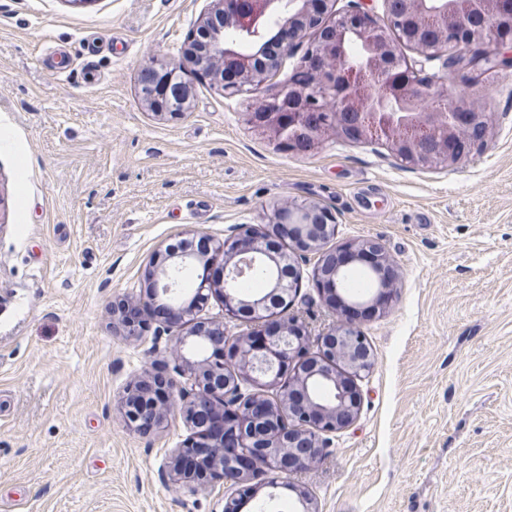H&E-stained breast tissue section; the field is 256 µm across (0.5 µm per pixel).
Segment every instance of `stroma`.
<instances>
[{
	"instance_id": "stroma-1",
	"label": "stroma",
	"mask_w": 512,
	"mask_h": 512,
	"mask_svg": "<svg viewBox=\"0 0 512 512\" xmlns=\"http://www.w3.org/2000/svg\"><path fill=\"white\" fill-rule=\"evenodd\" d=\"M208 5L0 0V512H224L223 481L163 479L181 417L127 428V385L177 360L161 319L127 338L112 303H139L182 233L304 202L335 216L329 247L374 240L399 280L360 321L375 367L357 422L296 484L319 512H512V67L460 77L491 136L453 170L333 139L301 153L248 121L292 59L241 95L186 68L188 112L143 105L141 66L180 62ZM316 262L295 305L315 335L334 322Z\"/></svg>"
}]
</instances>
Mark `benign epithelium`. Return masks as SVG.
Returning a JSON list of instances; mask_svg holds the SVG:
<instances>
[{"mask_svg": "<svg viewBox=\"0 0 512 512\" xmlns=\"http://www.w3.org/2000/svg\"><path fill=\"white\" fill-rule=\"evenodd\" d=\"M209 0V8L182 47V62L152 58L140 70L138 92L159 116L190 109L192 90L175 80L183 63L210 78L219 90L242 93L276 74L284 60L305 47L294 78L249 113L252 126L290 150L311 152L327 139L376 144L413 167L455 169L486 143L487 114L447 82L448 63L470 56L483 68L512 65V0H382V13L351 0ZM411 50L410 58L405 50ZM438 66L426 73V66ZM440 102L426 111L423 101ZM336 234V219L316 203L271 207L269 224L236 225L224 239L191 237L200 249L168 246L151 260L142 305L156 304L164 324L177 329L176 379L151 377L131 384L123 402L127 425L140 433L161 429L173 412L195 428L170 453L166 481L190 486L205 480L185 465L210 455V476L231 493L224 512H244L257 492L270 499L278 489L296 494L294 512H319L316 498L292 482L326 448L325 436L352 427L363 395L358 380L374 356L346 311L381 305L397 286L398 272L381 246L369 240L345 249L347 258L324 244ZM372 251L374 294L355 301L341 293L340 274ZM318 254L312 280L336 297L326 305L336 322L317 338L293 312L299 292V260ZM274 270L266 289L245 297L237 283L260 262ZM196 270L200 285L175 295L176 273ZM224 300V317L249 319L254 327L235 338L222 322L195 318L213 294ZM127 302L112 304L114 324L127 336L140 324L124 319Z\"/></svg>", "mask_w": 512, "mask_h": 512, "instance_id": "benign-epithelium-1", "label": "benign epithelium"}]
</instances>
